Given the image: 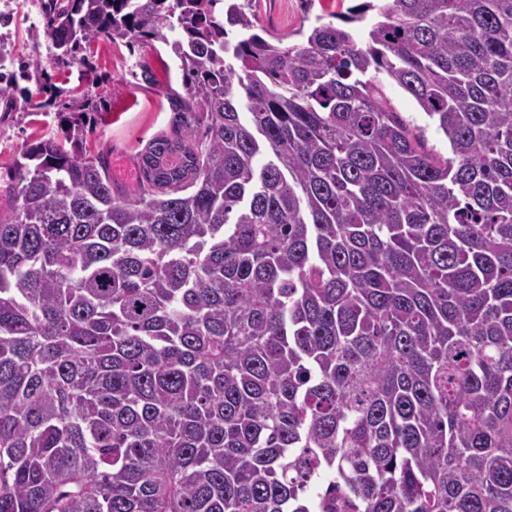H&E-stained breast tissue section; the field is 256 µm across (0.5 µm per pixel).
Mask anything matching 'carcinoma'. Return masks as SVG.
I'll return each mask as SVG.
<instances>
[{
  "label": "carcinoma",
  "mask_w": 512,
  "mask_h": 512,
  "mask_svg": "<svg viewBox=\"0 0 512 512\" xmlns=\"http://www.w3.org/2000/svg\"><path fill=\"white\" fill-rule=\"evenodd\" d=\"M251 7L40 0L57 63L161 42L185 94L132 196L74 121L13 164L0 512H512V0ZM360 1L351 0H256V18L266 30L277 35L294 33L300 25L304 30L320 17L321 23L329 21L334 24L341 22L332 17L333 14L345 12L346 8ZM385 93L389 100L390 107L396 112H401L405 118L412 120L415 124L425 127V136L429 147L448 155V139L441 131H438L435 124L425 118L415 101L395 85L383 79ZM429 123V124H428Z\"/></svg>",
  "instance_id": "1"
}]
</instances>
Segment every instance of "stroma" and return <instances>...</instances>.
<instances>
[{"label":"stroma","mask_w":512,"mask_h":512,"mask_svg":"<svg viewBox=\"0 0 512 512\" xmlns=\"http://www.w3.org/2000/svg\"><path fill=\"white\" fill-rule=\"evenodd\" d=\"M352 0H256L255 14L266 30L284 36L316 20L331 21ZM44 21L33 0L0 5V72L16 69L10 99H0V211L12 201L8 175L25 145L59 137L92 101L84 146L106 158L115 191L133 193L138 185L140 154L157 137L173 133L176 116L167 98L181 90V73L173 54L158 43L129 46L96 41L78 61L58 65L48 50ZM390 107L424 127L430 147L444 153L448 140L429 123L415 101L395 85L384 87Z\"/></svg>","instance_id":"obj_1"}]
</instances>
